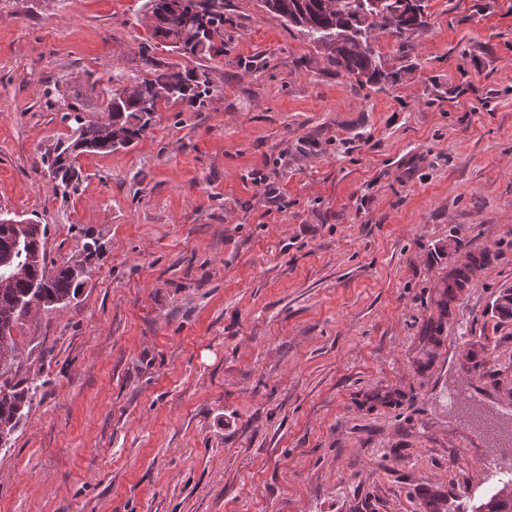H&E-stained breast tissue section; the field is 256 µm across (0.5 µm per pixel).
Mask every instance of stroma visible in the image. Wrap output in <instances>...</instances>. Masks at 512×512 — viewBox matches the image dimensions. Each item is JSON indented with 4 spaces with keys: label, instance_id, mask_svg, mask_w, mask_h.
<instances>
[{
    "label": "stroma",
    "instance_id": "1",
    "mask_svg": "<svg viewBox=\"0 0 512 512\" xmlns=\"http://www.w3.org/2000/svg\"><path fill=\"white\" fill-rule=\"evenodd\" d=\"M145 3L0 0V219L47 225L51 266L99 246L14 332L39 390L0 512H474L484 460L512 469V0H429L405 58L378 34L382 87L260 0H224L198 56ZM200 70L205 106H159L55 194L45 89L94 120L112 76ZM482 261L477 262H470V263H464V270H459L454 278L452 279L451 283V277L448 278V283L445 285V290L440 295V298L436 301V309L438 311L439 318H446L448 316V295L452 288H465L466 284L469 282V279L472 275L478 270H482L489 261L488 254L482 255Z\"/></svg>",
    "mask_w": 512,
    "mask_h": 512
}]
</instances>
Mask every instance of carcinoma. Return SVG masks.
I'll list each match as a JSON object with an SVG mask.
<instances>
[{"instance_id": "carcinoma-1", "label": "carcinoma", "mask_w": 512, "mask_h": 512, "mask_svg": "<svg viewBox=\"0 0 512 512\" xmlns=\"http://www.w3.org/2000/svg\"><path fill=\"white\" fill-rule=\"evenodd\" d=\"M266 12L300 28L310 43L323 54L336 72L365 79L369 84H385L394 77L385 71L373 32L382 31L393 38L397 52L407 56L416 44L414 39L425 31L424 15H412L401 0H384L371 10L368 0H261ZM147 14L153 21L152 35L190 55H200L213 47L214 40L224 37V0H185L179 11L169 8L168 0H148ZM129 84L112 87L104 117L87 119L77 99L66 101L60 86H55L58 100L64 102L62 120L69 123L74 136L59 143L48 160L47 170L54 181V191L67 193L77 180V152L112 150L132 145L152 126L158 106L188 101L198 106L218 92L210 85L206 72L193 76L179 72L160 74L152 79L130 76ZM115 76V80H126ZM47 227L29 223L20 232L8 233L0 243V451L11 448L18 431L37 395L34 382L13 383L6 377L8 367L18 357L13 335L27 316L24 306L54 309L70 305L77 299L84 281L92 274L97 248L84 243L79 255L62 265L48 267L44 239ZM489 261L464 264L436 301L438 320L448 316V295L463 288L472 275ZM476 512H512V482L504 486Z\"/></svg>"}]
</instances>
